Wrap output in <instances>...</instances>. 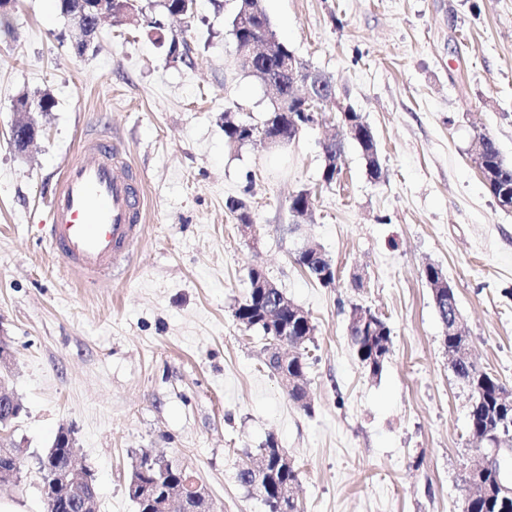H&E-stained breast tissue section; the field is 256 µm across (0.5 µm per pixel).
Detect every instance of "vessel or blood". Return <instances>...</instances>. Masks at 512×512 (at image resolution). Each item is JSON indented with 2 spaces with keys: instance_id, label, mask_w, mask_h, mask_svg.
I'll list each match as a JSON object with an SVG mask.
<instances>
[{
  "instance_id": "obj_1",
  "label": "vessel or blood",
  "mask_w": 512,
  "mask_h": 512,
  "mask_svg": "<svg viewBox=\"0 0 512 512\" xmlns=\"http://www.w3.org/2000/svg\"><path fill=\"white\" fill-rule=\"evenodd\" d=\"M142 178L117 143L86 138L63 169L50 197L44 235L84 283L96 281L127 256L142 232Z\"/></svg>"
}]
</instances>
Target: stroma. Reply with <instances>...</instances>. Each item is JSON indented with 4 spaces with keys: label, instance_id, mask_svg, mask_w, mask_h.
<instances>
[{
    "label": "stroma",
    "instance_id": "35a3bbf8",
    "mask_svg": "<svg viewBox=\"0 0 512 512\" xmlns=\"http://www.w3.org/2000/svg\"><path fill=\"white\" fill-rule=\"evenodd\" d=\"M134 0L136 22L105 20L82 57L57 0H16L0 34V381L23 406L9 433L27 455L69 429L98 486L97 512H136L126 485L142 451L179 459L214 512H269L237 473L275 438L300 472L303 512H460L479 461L471 393L448 366L422 271L454 287L477 365L512 387V210L497 206L470 152L491 136L512 164V0H262L276 35L330 74L372 128L382 176L346 146L340 182L321 181L322 143L343 134L329 108L288 150L228 147L224 115L261 123L270 99L241 71L237 0H195L190 20ZM163 19L190 52L146 24ZM50 93L39 134L17 151L21 93ZM119 140L143 176V234L99 288H80L39 233L63 166L85 137ZM315 198L294 229L293 195ZM245 199L244 234L228 211ZM315 246L336 281L294 262ZM267 276L315 326L310 410L263 364L264 342L233 312L248 272ZM362 305L392 329L379 375L348 340ZM19 512H46L23 467L0 486Z\"/></svg>",
    "mask_w": 512,
    "mask_h": 512
}]
</instances>
